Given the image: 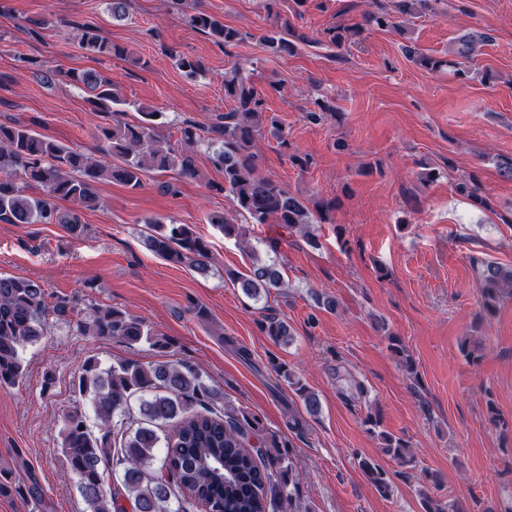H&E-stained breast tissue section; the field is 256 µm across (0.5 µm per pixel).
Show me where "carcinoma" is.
Returning <instances> with one entry per match:
<instances>
[{
	"instance_id": "obj_1",
	"label": "carcinoma",
	"mask_w": 512,
	"mask_h": 512,
	"mask_svg": "<svg viewBox=\"0 0 512 512\" xmlns=\"http://www.w3.org/2000/svg\"><path fill=\"white\" fill-rule=\"evenodd\" d=\"M279 0L266 5L275 15L276 26L263 41L274 52L290 54L296 46L288 20L273 11ZM402 15L423 16L432 11V0H398ZM367 24L380 29L397 26L387 12L368 13ZM191 27L212 37L224 47L244 40L248 33L224 25L205 12L188 16ZM79 47L99 60L123 58L124 48L112 43L92 25L78 34ZM176 67L193 78L201 70L197 60L171 55ZM66 76L83 86L99 110L112 118L100 128L97 159L46 137L25 125L0 124V221L9 224H76L72 210H61L56 201L80 208L99 206L96 184L117 180L136 189L147 170L176 171L185 177L196 173L192 157L156 131L158 113L140 109L135 124L124 121L120 96L110 79L95 70ZM224 99L228 102L224 121L210 127L214 149L212 164L224 172L222 190L232 196L234 212L210 213L206 220L227 237L247 239L246 228L237 216L253 224H282L288 233H300L316 246L310 226L329 221L330 203L294 194L278 181L262 175L255 140L262 137L266 99L252 76L235 66L224 74ZM23 185H18L16 175ZM37 185L42 195L30 196L26 188ZM457 189L475 203H483L480 186L473 179H461ZM151 234L147 248L159 258L185 264L200 273L208 269V247L192 225L170 221H146ZM250 263L245 272L230 274L242 293L254 302L268 301L286 287L283 268L254 246H247ZM481 312L495 313L504 295L512 296V265L482 261L478 268ZM48 293L33 278L0 276V388L19 384L25 375L23 349L41 342L48 334V315L66 313L67 305L48 306ZM83 330L95 336L117 339L133 347L142 343L163 350L165 339L144 320L110 305L95 306ZM263 328L275 343L288 345L293 328L273 314L264 316ZM388 348L402 367L416 374L415 363L402 339L387 335ZM277 375L301 401L306 412L321 410L317 393L288 366L275 367ZM75 389L88 400L97 420L93 431L88 416L76 408L64 416L60 452L77 480L86 512H194L203 507L213 512H284L293 500L299 474L287 450L288 444L260 426L249 411L224 400L222 392L206 383L198 369L184 361L158 360L149 365L123 361L107 368L95 357L85 360ZM138 403V414L131 411ZM384 455L406 469L418 472L422 512H466L457 500H445L435 490L441 478L420 466L409 441L388 431L377 433ZM257 443H252V439ZM358 466L375 491L387 498L392 485L386 470L372 458ZM0 496L23 500L40 497L36 483L16 480L12 469L0 467Z\"/></svg>"
}]
</instances>
